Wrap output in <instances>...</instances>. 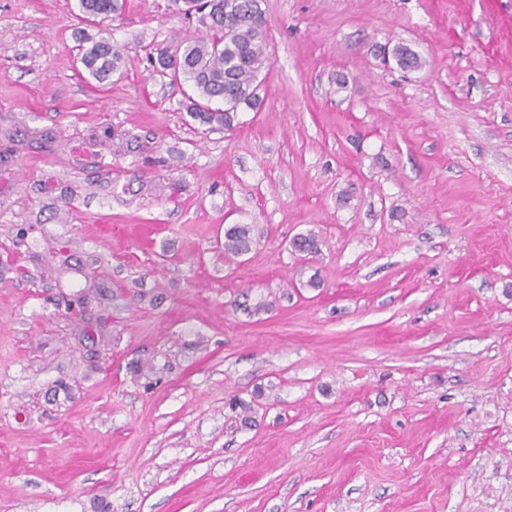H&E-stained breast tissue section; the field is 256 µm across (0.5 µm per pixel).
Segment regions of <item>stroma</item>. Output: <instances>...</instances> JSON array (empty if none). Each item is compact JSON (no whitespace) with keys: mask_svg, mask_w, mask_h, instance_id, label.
<instances>
[{"mask_svg":"<svg viewBox=\"0 0 512 512\" xmlns=\"http://www.w3.org/2000/svg\"><path fill=\"white\" fill-rule=\"evenodd\" d=\"M122 2L0 0V512H512V0H261L230 131ZM118 2V0H78V18L87 23L96 22L98 18L102 19L117 12L122 7ZM86 39L79 48L80 62L95 80L103 82L112 76V72L118 68L119 53L112 45L110 39L90 41ZM254 227L250 224H228L224 227V253L239 257L248 253L253 243Z\"/></svg>","mask_w":512,"mask_h":512,"instance_id":"stroma-1","label":"stroma"}]
</instances>
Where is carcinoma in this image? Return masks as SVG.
I'll return each mask as SVG.
<instances>
[{
    "label": "carcinoma",
    "mask_w": 512,
    "mask_h": 512,
    "mask_svg": "<svg viewBox=\"0 0 512 512\" xmlns=\"http://www.w3.org/2000/svg\"><path fill=\"white\" fill-rule=\"evenodd\" d=\"M79 19L93 23L117 12L118 0H78ZM194 11L201 36L185 42L182 52L161 62L174 82L187 83L190 114L201 122L230 129L238 112L256 109L262 101L260 78L269 67L267 24L259 0H188L185 11ZM80 62L95 80L103 82L118 68L119 53L108 39L79 48ZM392 59L405 71L423 65L411 49L396 45ZM251 224L224 227V253L239 257L253 243ZM291 251L305 257L321 251L320 240L312 233L298 234L290 242Z\"/></svg>",
    "instance_id": "cac0c4a2"
}]
</instances>
